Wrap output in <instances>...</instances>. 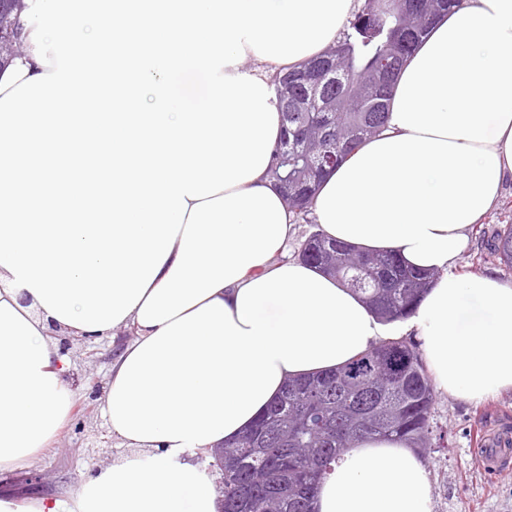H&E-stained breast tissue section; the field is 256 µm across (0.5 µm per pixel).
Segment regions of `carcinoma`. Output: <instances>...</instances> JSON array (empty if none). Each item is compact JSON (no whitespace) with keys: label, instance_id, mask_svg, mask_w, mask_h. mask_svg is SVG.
Here are the masks:
<instances>
[{"label":"carcinoma","instance_id":"1","mask_svg":"<svg viewBox=\"0 0 512 512\" xmlns=\"http://www.w3.org/2000/svg\"><path fill=\"white\" fill-rule=\"evenodd\" d=\"M337 41L334 55L346 77L324 79L309 97L296 76L313 62L275 80L277 106L295 102L300 111L283 116L288 153L275 151L276 185L294 210L296 223L311 224L309 206L320 180L387 121L405 58L428 35L435 18L461 0H430L411 17L401 0H360ZM389 66L384 79L378 70ZM299 257L332 272L361 294L385 324L408 317L438 279L435 271L405 266L390 252H363L314 233ZM493 250L512 271V224L497 230ZM434 391L421 354L404 337L378 342L335 372L292 380L254 427L224 448L222 512H311L316 486L332 463L369 436L395 437L429 448L434 436Z\"/></svg>","mask_w":512,"mask_h":512}]
</instances>
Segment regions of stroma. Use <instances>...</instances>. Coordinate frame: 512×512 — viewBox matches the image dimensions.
Masks as SVG:
<instances>
[{"label":"stroma","mask_w":512,"mask_h":512,"mask_svg":"<svg viewBox=\"0 0 512 512\" xmlns=\"http://www.w3.org/2000/svg\"><path fill=\"white\" fill-rule=\"evenodd\" d=\"M73 6V0H62L56 10L48 11L41 0H35L30 14L31 23L51 31L63 51L70 44ZM456 271L501 280L507 277L498 256L485 249L475 230ZM433 418L438 438L423 457L433 488V512H512V441L497 473L479 464L483 448L477 441L480 433L512 428V394L473 404L439 392L434 397ZM115 455L106 423L99 411H92L82 433L66 429L54 448L31 465V472L45 475L47 486L30 484L19 473L0 474V495L69 494L77 489L87 468L109 466Z\"/></svg>","instance_id":"35a3bbf8"}]
</instances>
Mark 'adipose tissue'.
Masks as SVG:
<instances>
[{
  "instance_id": "1",
  "label": "adipose tissue",
  "mask_w": 512,
  "mask_h": 512,
  "mask_svg": "<svg viewBox=\"0 0 512 512\" xmlns=\"http://www.w3.org/2000/svg\"><path fill=\"white\" fill-rule=\"evenodd\" d=\"M83 0L68 51L28 30L0 65V473L55 444L78 393L58 328L115 349L101 415L120 455L74 493L0 512H219L200 455L234 440L289 378L383 339L356 294L285 259L270 76L336 43L356 0ZM203 73L186 110L174 79ZM512 179V0H462L408 57L386 129L322 182L327 237L439 271L407 318L439 390L512 393V282L460 277L472 224ZM315 512H432L407 442L366 438Z\"/></svg>"
}]
</instances>
